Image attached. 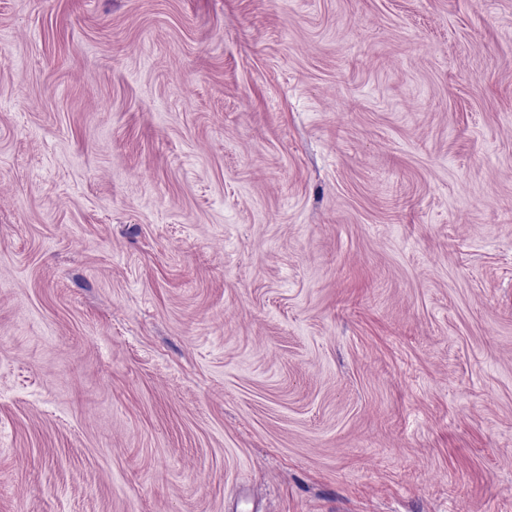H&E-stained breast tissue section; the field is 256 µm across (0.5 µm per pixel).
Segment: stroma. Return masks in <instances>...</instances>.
Listing matches in <instances>:
<instances>
[{
    "instance_id": "obj_1",
    "label": "stroma",
    "mask_w": 512,
    "mask_h": 512,
    "mask_svg": "<svg viewBox=\"0 0 512 512\" xmlns=\"http://www.w3.org/2000/svg\"><path fill=\"white\" fill-rule=\"evenodd\" d=\"M0 512H512V0H0Z\"/></svg>"
}]
</instances>
